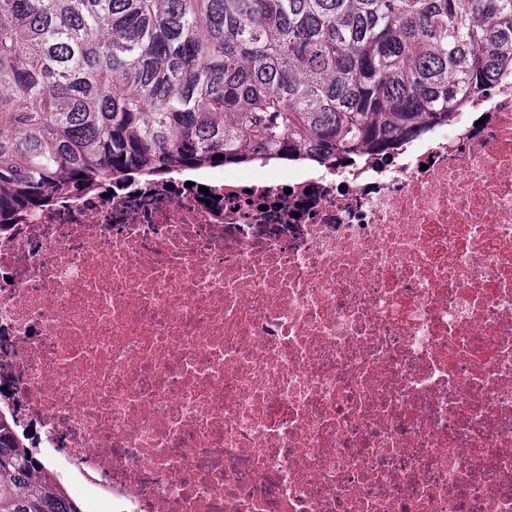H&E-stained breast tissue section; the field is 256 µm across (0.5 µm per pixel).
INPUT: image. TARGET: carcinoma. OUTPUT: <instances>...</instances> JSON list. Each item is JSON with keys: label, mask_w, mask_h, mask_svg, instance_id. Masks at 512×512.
I'll use <instances>...</instances> for the list:
<instances>
[{"label": "carcinoma", "mask_w": 512, "mask_h": 512, "mask_svg": "<svg viewBox=\"0 0 512 512\" xmlns=\"http://www.w3.org/2000/svg\"><path fill=\"white\" fill-rule=\"evenodd\" d=\"M508 69L512 0H0V213L389 154ZM0 512H81L1 422Z\"/></svg>", "instance_id": "1"}]
</instances>
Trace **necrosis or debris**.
Listing matches in <instances>:
<instances>
[{"label":"necrosis or debris","instance_id":"1","mask_svg":"<svg viewBox=\"0 0 512 512\" xmlns=\"http://www.w3.org/2000/svg\"><path fill=\"white\" fill-rule=\"evenodd\" d=\"M0 420L85 512H512V72L388 158L13 220Z\"/></svg>","mask_w":512,"mask_h":512}]
</instances>
